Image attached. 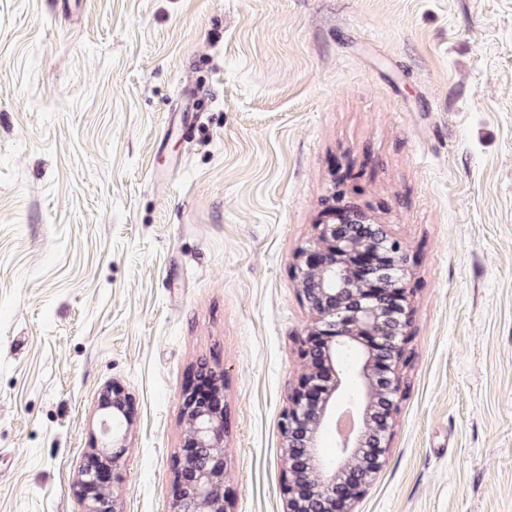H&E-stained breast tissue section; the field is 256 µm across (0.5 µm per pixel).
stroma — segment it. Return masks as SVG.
Returning a JSON list of instances; mask_svg holds the SVG:
<instances>
[{
    "instance_id": "obj_1",
    "label": "stroma",
    "mask_w": 512,
    "mask_h": 512,
    "mask_svg": "<svg viewBox=\"0 0 512 512\" xmlns=\"http://www.w3.org/2000/svg\"><path fill=\"white\" fill-rule=\"evenodd\" d=\"M410 272L409 365L353 512H512V0H0V512H86L120 386V512H172L199 364L230 512H284L331 206ZM132 400L112 384L99 397V431L101 446L91 448V457L77 481L88 512H120L113 492L117 466L125 452L128 427L132 422ZM112 479V488L110 486Z\"/></svg>"
}]
</instances>
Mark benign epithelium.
<instances>
[{
	"label": "benign epithelium",
	"instance_id": "7a95c632",
	"mask_svg": "<svg viewBox=\"0 0 512 512\" xmlns=\"http://www.w3.org/2000/svg\"><path fill=\"white\" fill-rule=\"evenodd\" d=\"M330 220L295 254V278L310 323L300 341L304 371L282 417L284 512H352L382 468L403 395L409 328L408 270L401 247L359 211L329 209ZM346 351L358 355L342 363ZM224 371L200 367L181 394L187 428L173 512H229L224 484V409L201 390L218 392ZM354 408L361 427L339 434L336 455L319 442L335 421L337 403ZM132 400L119 387L99 397L100 445L77 481L88 512H120L110 483L125 452Z\"/></svg>",
	"mask_w": 512,
	"mask_h": 512
}]
</instances>
